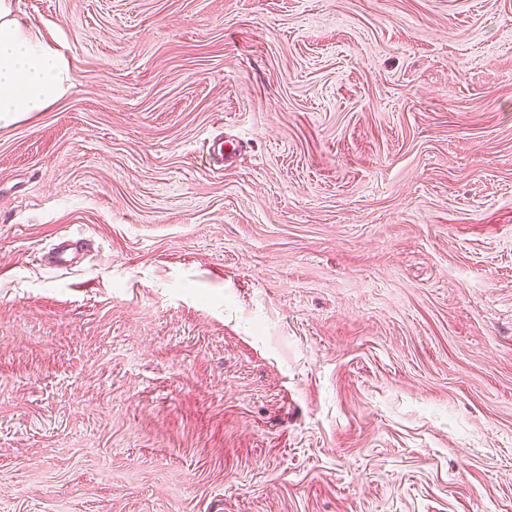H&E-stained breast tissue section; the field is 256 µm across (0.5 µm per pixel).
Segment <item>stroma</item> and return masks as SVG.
Here are the masks:
<instances>
[{
    "label": "stroma",
    "instance_id": "stroma-1",
    "mask_svg": "<svg viewBox=\"0 0 512 512\" xmlns=\"http://www.w3.org/2000/svg\"><path fill=\"white\" fill-rule=\"evenodd\" d=\"M18 11L0 512H512V0ZM0 1V125L42 112L71 87L68 64L40 32Z\"/></svg>",
    "mask_w": 512,
    "mask_h": 512
}]
</instances>
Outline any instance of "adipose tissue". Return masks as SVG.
<instances>
[{
  "label": "adipose tissue",
  "instance_id": "1",
  "mask_svg": "<svg viewBox=\"0 0 512 512\" xmlns=\"http://www.w3.org/2000/svg\"><path fill=\"white\" fill-rule=\"evenodd\" d=\"M71 86L68 64L40 32L0 0V125L44 111Z\"/></svg>",
  "mask_w": 512,
  "mask_h": 512
}]
</instances>
